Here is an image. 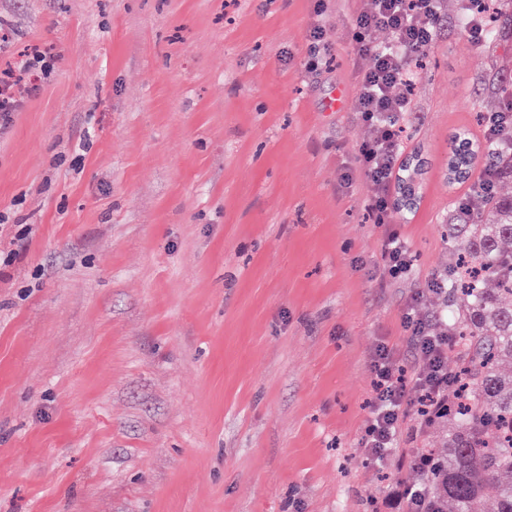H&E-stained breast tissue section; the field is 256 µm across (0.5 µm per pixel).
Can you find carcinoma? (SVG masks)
I'll return each mask as SVG.
<instances>
[{"label": "carcinoma", "mask_w": 512, "mask_h": 512, "mask_svg": "<svg viewBox=\"0 0 512 512\" xmlns=\"http://www.w3.org/2000/svg\"><path fill=\"white\" fill-rule=\"evenodd\" d=\"M498 177L493 190L473 193L449 210L443 225L449 274L439 289L446 315L452 396L435 409L453 422L444 447L413 450L421 492L419 512H512V139L483 149ZM460 152L448 157V183L461 184ZM496 488L490 501L486 489Z\"/></svg>", "instance_id": "1"}]
</instances>
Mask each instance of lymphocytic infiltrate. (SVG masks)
Segmentation results:
<instances>
[{
  "label": "lymphocytic infiltrate",
  "instance_id": "1",
  "mask_svg": "<svg viewBox=\"0 0 512 512\" xmlns=\"http://www.w3.org/2000/svg\"><path fill=\"white\" fill-rule=\"evenodd\" d=\"M440 19L439 0H357L352 18L359 58L354 110L370 130L360 149L361 169L375 189L369 205L374 221L387 227L381 260L395 278L407 277L413 266L405 242L389 228L388 194L401 152L400 122L412 110L411 63L434 44ZM378 29L388 34L385 44L369 38ZM404 322L410 330L409 344L423 364L416 385L435 403H442L449 381L448 342L437 335L433 320L413 310H406ZM372 367L376 397L364 446L372 457L381 458L396 442L405 392L395 380L399 362L387 347L377 349Z\"/></svg>",
  "mask_w": 512,
  "mask_h": 512
}]
</instances>
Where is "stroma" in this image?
Here are the masks:
<instances>
[{
	"label": "stroma",
	"instance_id": "35a3bbf8",
	"mask_svg": "<svg viewBox=\"0 0 512 512\" xmlns=\"http://www.w3.org/2000/svg\"><path fill=\"white\" fill-rule=\"evenodd\" d=\"M351 0H0V62L55 47L0 125V512H403L421 364L448 251L449 139L512 108V27L455 6L415 64L391 279L358 162ZM329 44L320 73L306 47ZM349 187H341L343 174ZM406 406L364 448L379 346ZM475 0H458L457 1V12L461 18H468L470 11L468 5L475 3ZM486 26L484 22V16L480 13L473 12L465 25V32L469 36L470 40L474 43H481L484 40V33ZM327 53L324 29L316 26L310 33L307 44V68L310 72H318L319 66ZM381 260L393 278L407 277L412 270V257L404 241L386 228L381 248Z\"/></svg>",
	"mask_w": 512,
	"mask_h": 512
}]
</instances>
